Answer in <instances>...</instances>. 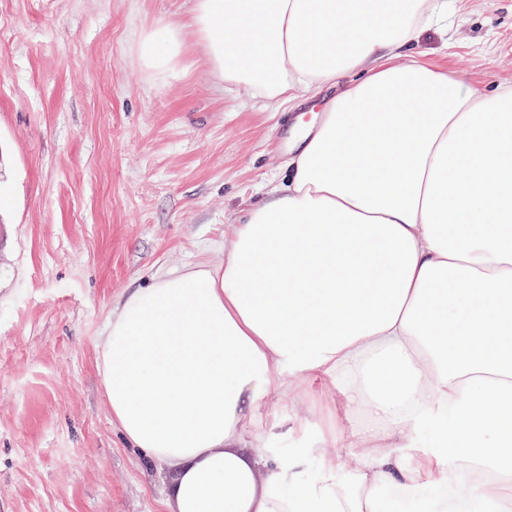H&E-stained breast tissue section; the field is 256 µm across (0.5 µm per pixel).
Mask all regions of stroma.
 I'll list each match as a JSON object with an SVG mask.
<instances>
[{"mask_svg": "<svg viewBox=\"0 0 512 512\" xmlns=\"http://www.w3.org/2000/svg\"><path fill=\"white\" fill-rule=\"evenodd\" d=\"M191 0H0V512H160L96 369L118 298L224 257L285 176L295 113L225 89ZM185 26L176 73L135 43ZM417 52L459 81L512 83V0H451Z\"/></svg>", "mask_w": 512, "mask_h": 512, "instance_id": "35a3bbf8", "label": "stroma"}]
</instances>
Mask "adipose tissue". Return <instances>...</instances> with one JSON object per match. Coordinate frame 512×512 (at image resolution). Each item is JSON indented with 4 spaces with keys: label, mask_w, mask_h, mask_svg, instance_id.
Here are the masks:
<instances>
[{
    "label": "adipose tissue",
    "mask_w": 512,
    "mask_h": 512,
    "mask_svg": "<svg viewBox=\"0 0 512 512\" xmlns=\"http://www.w3.org/2000/svg\"><path fill=\"white\" fill-rule=\"evenodd\" d=\"M447 14L192 0L189 24L141 30L159 77L189 26L225 87L277 108L336 90L222 262L157 274L112 310L97 368L113 423L166 476L163 512H382V490L416 499L448 475L471 512H512V83L489 95L412 52ZM309 412L312 479L307 449L272 446ZM428 426L437 446L418 450Z\"/></svg>",
    "instance_id": "1"
}]
</instances>
